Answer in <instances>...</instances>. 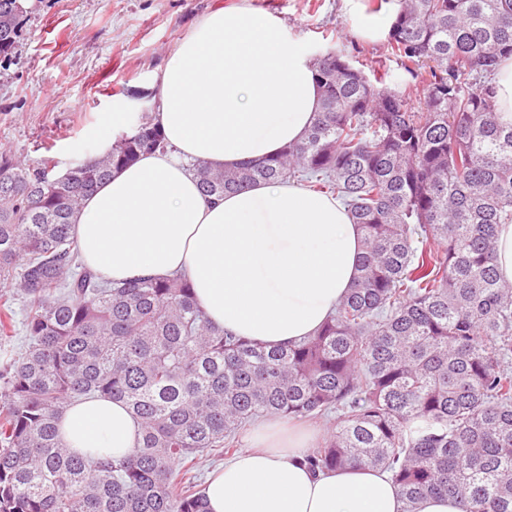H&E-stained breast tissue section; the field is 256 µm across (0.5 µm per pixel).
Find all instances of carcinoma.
Wrapping results in <instances>:
<instances>
[{
  "instance_id": "1",
  "label": "carcinoma",
  "mask_w": 512,
  "mask_h": 512,
  "mask_svg": "<svg viewBox=\"0 0 512 512\" xmlns=\"http://www.w3.org/2000/svg\"><path fill=\"white\" fill-rule=\"evenodd\" d=\"M390 55L429 69L412 88L369 78L336 46L319 52L321 105L305 138L275 157L215 170L216 198L296 181L341 198L363 235L358 274L316 334L268 349L212 326L182 277L121 285L83 264L72 219L112 171L168 143L144 114L106 156L63 174L0 148V512H207L192 471L238 450L259 417L325 418L312 470L387 472L404 512L431 496L463 512H512V284L494 265L512 223V124L494 75L512 56V0H393ZM31 7L0 0V61ZM125 403L140 439L126 456L79 454L59 434L66 406ZM183 466L189 481L173 478Z\"/></svg>"
}]
</instances>
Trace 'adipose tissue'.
Wrapping results in <instances>:
<instances>
[{"instance_id":"adipose-tissue-1","label":"adipose tissue","mask_w":512,"mask_h":512,"mask_svg":"<svg viewBox=\"0 0 512 512\" xmlns=\"http://www.w3.org/2000/svg\"><path fill=\"white\" fill-rule=\"evenodd\" d=\"M150 90L171 149L143 155L86 199L74 235L86 266L124 282L184 275L216 327L273 348L313 335L351 288L362 234L341 200L279 181L214 200L191 165L225 169L303 140L319 110L313 60L283 22L254 9H211L167 53ZM59 432L79 452L128 455L139 428L105 398L68 406ZM311 428L258 423L247 449L207 480L208 512H403L376 467L315 472Z\"/></svg>"}]
</instances>
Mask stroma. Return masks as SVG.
<instances>
[{
  "instance_id": "1",
  "label": "stroma",
  "mask_w": 512,
  "mask_h": 512,
  "mask_svg": "<svg viewBox=\"0 0 512 512\" xmlns=\"http://www.w3.org/2000/svg\"><path fill=\"white\" fill-rule=\"evenodd\" d=\"M267 11L289 38L318 53L335 44L373 75L397 71L386 41L359 33L378 0H223ZM214 0H37L10 60L0 63V146L20 158L53 159L56 172L94 152L101 113L131 122L151 111L149 86L173 45Z\"/></svg>"
}]
</instances>
